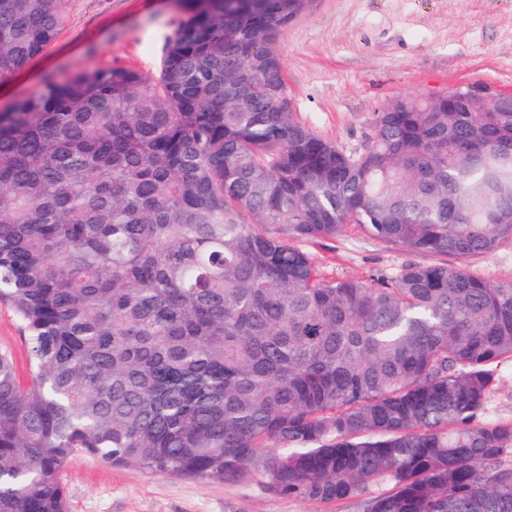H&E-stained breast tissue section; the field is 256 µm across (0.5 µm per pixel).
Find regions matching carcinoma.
I'll use <instances>...</instances> for the list:
<instances>
[{"instance_id":"carcinoma-1","label":"carcinoma","mask_w":512,"mask_h":512,"mask_svg":"<svg viewBox=\"0 0 512 512\" xmlns=\"http://www.w3.org/2000/svg\"><path fill=\"white\" fill-rule=\"evenodd\" d=\"M69 0H0V82ZM158 74L44 78L0 111V512H68L77 455L363 512H512V95L374 114L348 153L291 111L275 34L313 0H178ZM455 265L327 278L348 225ZM472 273L496 282L512 281V244H504L490 255H477L465 262ZM27 334L22 329L13 309L0 301V351L12 354L21 380L26 379ZM499 385L490 395L484 417L512 421V359L505 358L497 366Z\"/></svg>"}]
</instances>
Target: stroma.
<instances>
[{
	"label": "stroma",
	"instance_id": "obj_1",
	"mask_svg": "<svg viewBox=\"0 0 512 512\" xmlns=\"http://www.w3.org/2000/svg\"><path fill=\"white\" fill-rule=\"evenodd\" d=\"M182 13L177 0H69L55 39L10 81L0 106L36 90L45 76L122 66L156 75L164 40ZM298 122L345 151L364 149L375 112L425 100L460 84L512 93V0H314L274 42ZM325 277L396 276L432 254H411L349 226L310 246ZM472 273L512 281V244L466 262ZM0 351L26 377V334L0 301ZM69 512H362L352 501L279 497L254 480L211 483L115 467L78 455L62 474Z\"/></svg>",
	"mask_w": 512,
	"mask_h": 512
}]
</instances>
